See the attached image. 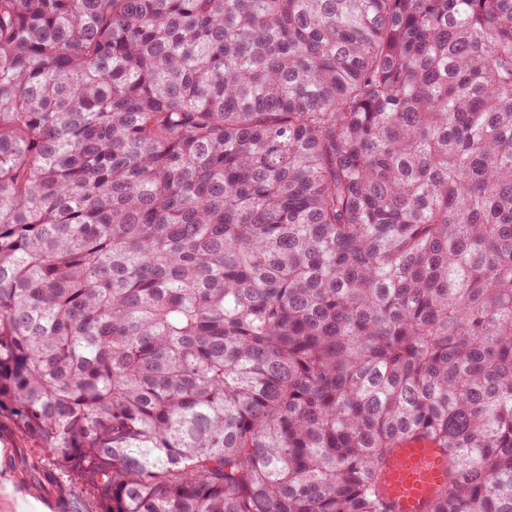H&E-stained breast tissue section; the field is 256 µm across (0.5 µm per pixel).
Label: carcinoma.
Wrapping results in <instances>:
<instances>
[{
    "mask_svg": "<svg viewBox=\"0 0 512 512\" xmlns=\"http://www.w3.org/2000/svg\"><path fill=\"white\" fill-rule=\"evenodd\" d=\"M3 461L61 509L512 512V0H0ZM447 454L421 441L403 443L392 457L383 488L393 512H427L430 495L447 479Z\"/></svg>",
    "mask_w": 512,
    "mask_h": 512,
    "instance_id": "obj_1",
    "label": "carcinoma"
}]
</instances>
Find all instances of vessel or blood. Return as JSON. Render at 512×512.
Instances as JSON below:
<instances>
[{"mask_svg": "<svg viewBox=\"0 0 512 512\" xmlns=\"http://www.w3.org/2000/svg\"><path fill=\"white\" fill-rule=\"evenodd\" d=\"M448 457L420 441L397 448L384 478L383 488L395 512H427L430 495L447 479Z\"/></svg>", "mask_w": 512, "mask_h": 512, "instance_id": "b4317fda", "label": "vessel or blood"}]
</instances>
